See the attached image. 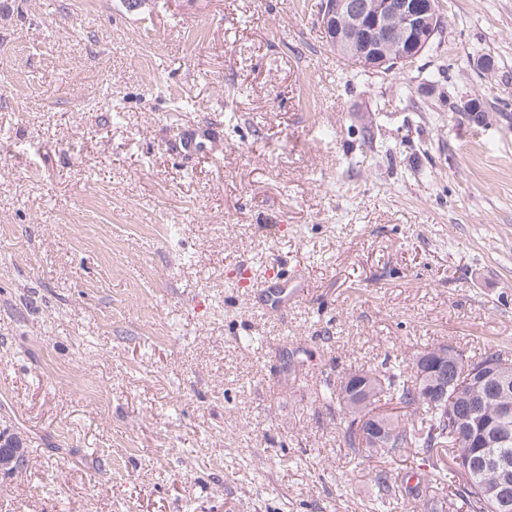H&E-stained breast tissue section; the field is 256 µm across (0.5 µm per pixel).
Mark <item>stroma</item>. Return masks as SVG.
I'll return each instance as SVG.
<instances>
[{
    "instance_id": "obj_1",
    "label": "stroma",
    "mask_w": 512,
    "mask_h": 512,
    "mask_svg": "<svg viewBox=\"0 0 512 512\" xmlns=\"http://www.w3.org/2000/svg\"><path fill=\"white\" fill-rule=\"evenodd\" d=\"M321 2L0 0V512L403 504L418 458H354L324 385L512 349V0H439L392 71ZM259 287L265 292L266 305L275 310L282 311L293 302L299 293V288L293 286L291 280L278 274H269Z\"/></svg>"
}]
</instances>
